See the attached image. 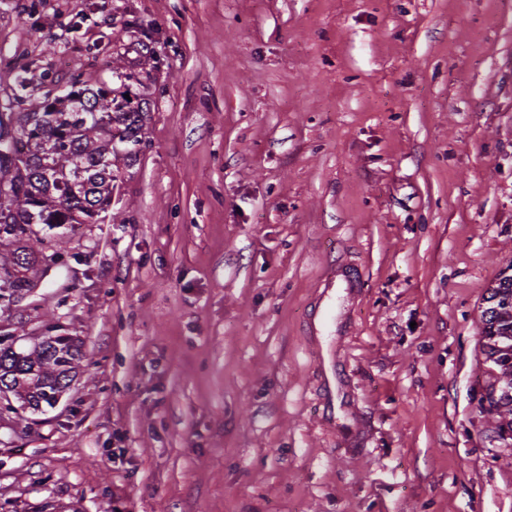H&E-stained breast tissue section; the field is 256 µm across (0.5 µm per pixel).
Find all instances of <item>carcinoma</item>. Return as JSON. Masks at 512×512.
Listing matches in <instances>:
<instances>
[{
	"mask_svg": "<svg viewBox=\"0 0 512 512\" xmlns=\"http://www.w3.org/2000/svg\"><path fill=\"white\" fill-rule=\"evenodd\" d=\"M137 56L117 73L121 84L135 79ZM30 86L28 70L15 74L12 101L0 111V307L26 295V272L39 256L27 245L32 225L53 229L96 224L112 208L116 175L112 158L136 161L145 140L148 100L117 96L112 84L92 88L74 78L61 93H45L39 111L15 112ZM481 310L484 361L493 365L487 400L499 415L498 431L512 432V274L487 288ZM79 347L68 336L49 335L32 351L18 352L0 340V392L13 393L19 408L55 406L69 387Z\"/></svg>",
	"mask_w": 512,
	"mask_h": 512,
	"instance_id": "1",
	"label": "carcinoma"
}]
</instances>
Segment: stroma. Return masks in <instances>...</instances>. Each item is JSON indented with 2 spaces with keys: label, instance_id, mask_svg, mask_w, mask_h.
I'll return each instance as SVG.
<instances>
[{
  "label": "stroma",
  "instance_id": "35a3bbf8",
  "mask_svg": "<svg viewBox=\"0 0 512 512\" xmlns=\"http://www.w3.org/2000/svg\"><path fill=\"white\" fill-rule=\"evenodd\" d=\"M147 40L112 215L0 309L81 346L0 512H512L480 312L512 264V0H0V104ZM351 327L308 334L339 261ZM340 377L321 386L320 356Z\"/></svg>",
  "mask_w": 512,
  "mask_h": 512
}]
</instances>
